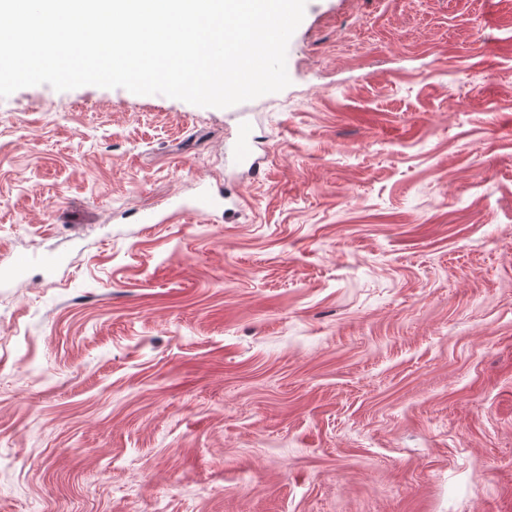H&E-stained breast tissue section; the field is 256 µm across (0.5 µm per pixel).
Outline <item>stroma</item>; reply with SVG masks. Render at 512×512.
I'll list each match as a JSON object with an SVG mask.
<instances>
[{
    "mask_svg": "<svg viewBox=\"0 0 512 512\" xmlns=\"http://www.w3.org/2000/svg\"><path fill=\"white\" fill-rule=\"evenodd\" d=\"M287 72L0 98V512H512V0H307Z\"/></svg>",
    "mask_w": 512,
    "mask_h": 512,
    "instance_id": "35a3bbf8",
    "label": "stroma"
}]
</instances>
